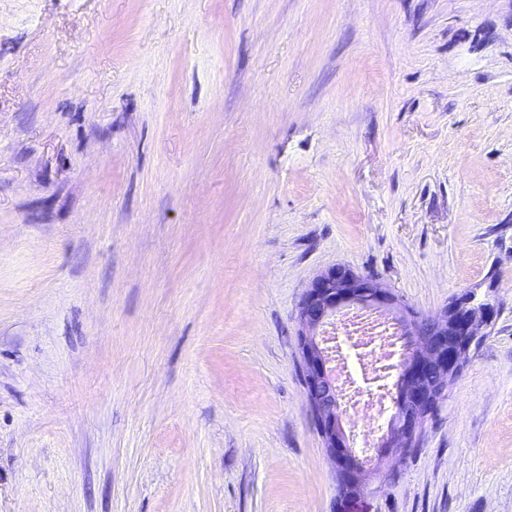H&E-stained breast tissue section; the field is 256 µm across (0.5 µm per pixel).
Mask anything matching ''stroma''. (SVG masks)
I'll return each mask as SVG.
<instances>
[{
	"label": "stroma",
	"instance_id": "stroma-1",
	"mask_svg": "<svg viewBox=\"0 0 512 512\" xmlns=\"http://www.w3.org/2000/svg\"><path fill=\"white\" fill-rule=\"evenodd\" d=\"M335 264L498 310L345 506ZM0 512H512V0H0Z\"/></svg>",
	"mask_w": 512,
	"mask_h": 512
}]
</instances>
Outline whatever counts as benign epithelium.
Returning a JSON list of instances; mask_svg holds the SVG:
<instances>
[{
    "label": "benign epithelium",
    "instance_id": "benign-epithelium-1",
    "mask_svg": "<svg viewBox=\"0 0 512 512\" xmlns=\"http://www.w3.org/2000/svg\"><path fill=\"white\" fill-rule=\"evenodd\" d=\"M352 305L396 312L403 322L406 356L397 378L402 396L378 443L392 455L414 445L426 412L458 375L475 341L490 334L495 308L470 291L440 314L419 316L399 308L394 295L379 279L356 274L344 265L331 266L312 280L297 313L307 398L341 487L353 486L360 492L370 478V470L351 449L337 402L338 387L321 340L327 323L339 310Z\"/></svg>",
    "mask_w": 512,
    "mask_h": 512
}]
</instances>
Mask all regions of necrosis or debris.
I'll return each instance as SVG.
<instances>
[{
	"label": "necrosis or debris",
	"instance_id": "necrosis-or-debris-1",
	"mask_svg": "<svg viewBox=\"0 0 512 512\" xmlns=\"http://www.w3.org/2000/svg\"><path fill=\"white\" fill-rule=\"evenodd\" d=\"M340 397L350 433L370 456L388 413V383L402 359L399 331L382 316L344 311L327 329Z\"/></svg>",
	"mask_w": 512,
	"mask_h": 512
}]
</instances>
